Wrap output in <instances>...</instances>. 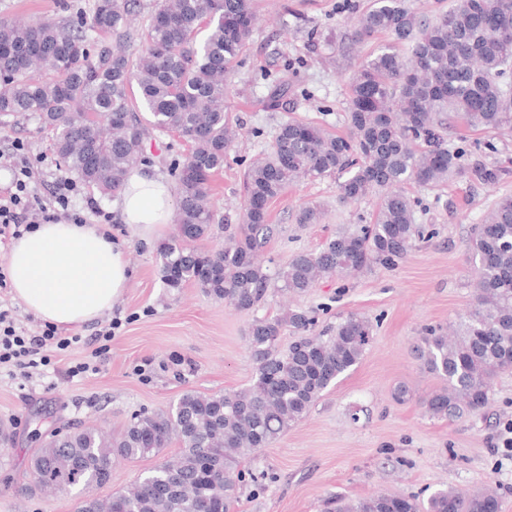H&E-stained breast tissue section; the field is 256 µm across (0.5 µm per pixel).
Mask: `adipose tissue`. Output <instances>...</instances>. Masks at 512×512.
I'll list each match as a JSON object with an SVG mask.
<instances>
[{
	"instance_id": "1",
	"label": "adipose tissue",
	"mask_w": 512,
	"mask_h": 512,
	"mask_svg": "<svg viewBox=\"0 0 512 512\" xmlns=\"http://www.w3.org/2000/svg\"><path fill=\"white\" fill-rule=\"evenodd\" d=\"M171 188L163 178L131 169L121 195L125 224L141 236L169 223ZM7 272L14 297L38 319L63 330L88 323L122 296L131 271L125 253L99 225H38L12 242Z\"/></svg>"
}]
</instances>
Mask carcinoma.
<instances>
[{"label": "carcinoma", "mask_w": 512, "mask_h": 512, "mask_svg": "<svg viewBox=\"0 0 512 512\" xmlns=\"http://www.w3.org/2000/svg\"><path fill=\"white\" fill-rule=\"evenodd\" d=\"M254 0H161L149 13L133 57L125 49L140 0H93L90 17L63 21L0 19V115H35L53 134L66 174L102 195L121 194L130 169L144 161L149 131L174 132L191 144L176 174L174 238L157 258L169 288L194 284L241 310L259 308L268 288L305 293L328 277L394 266L423 236L406 184L436 186L469 173L448 148V113L473 128L512 130V0H454L446 12L421 17L406 0H372L351 34L379 33L391 42L350 78L348 132L284 122L271 152L244 175L243 223L224 225V246L198 242L212 232V176L224 168L232 135L224 106L227 80L256 21ZM105 40L92 45L87 31ZM406 46L404 58L398 47ZM137 85L139 97L127 89ZM338 174L340 199L379 197L373 223L336 234L270 270L257 252L272 233L268 204L296 179ZM474 299L458 335L425 330L415 353L444 381L422 405L437 419L481 415L496 376L512 372V196L499 197L471 230ZM313 319L300 310L257 318L249 328L254 382L233 393H183L166 409L131 416L124 430L78 425L54 429L30 461L40 487L79 489L77 512H231L240 465L303 419L342 374L357 365L371 325L350 316L333 332L307 336ZM298 336L283 352L284 328ZM179 451L107 498L112 466ZM330 512H500L491 487L435 492L423 504L377 494Z\"/></svg>", "instance_id": "carcinoma-1"}]
</instances>
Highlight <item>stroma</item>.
Masks as SVG:
<instances>
[{
    "mask_svg": "<svg viewBox=\"0 0 512 512\" xmlns=\"http://www.w3.org/2000/svg\"><path fill=\"white\" fill-rule=\"evenodd\" d=\"M370 0H256L257 23L235 72L225 104L236 136L224 167L211 181L214 227L201 241L219 249L223 227L241 221L244 173L270 152L279 126L294 118L332 132L347 130L349 78L382 44L381 34L353 42L348 5L365 10ZM92 0H0V18L60 19L89 11ZM288 81L283 108L268 96L277 79ZM34 164L31 194L49 199L64 174L49 134L38 118L0 116V154L14 144ZM448 145L466 150L469 162L496 169L495 184L471 178L445 185H408L414 218L424 233L398 265L375 267L355 278H328L304 294L269 291L256 311H241L188 284H164L157 250L175 234L166 225L145 238L123 222L118 198L82 188L70 207L86 214L94 200L112 216V241L127 257L132 276L105 316L77 328L78 343L51 354L32 377L0 369V512H77L76 493H29L30 460L53 429L84 423L120 431L140 410L169 406L185 391L231 393L252 384L255 363L248 328L253 319L299 307L314 318V333L328 331L352 315L369 320L373 335L359 365L340 378L301 421L246 462L233 512H324L333 496L356 501L377 493L427 501L442 487L476 490L491 486L500 512H512V454L500 434L512 421V374L499 377L491 404L480 416L437 419L420 401L441 381L414 356L425 328L450 331L473 301L470 232L496 198L512 194V131L486 132L454 121ZM189 148L170 133L151 132L145 170L171 178ZM324 210L320 223L301 226L304 205ZM377 200L339 199L338 176L305 178L290 185L268 207L274 232L260 255L278 267L300 251L318 250L337 232L369 223ZM120 318L106 350L95 334ZM95 361L96 372L69 378V367ZM408 391L397 401L398 387Z\"/></svg>",
    "mask_w": 512,
    "mask_h": 512,
    "instance_id": "35a3bbf8",
    "label": "stroma"
}]
</instances>
